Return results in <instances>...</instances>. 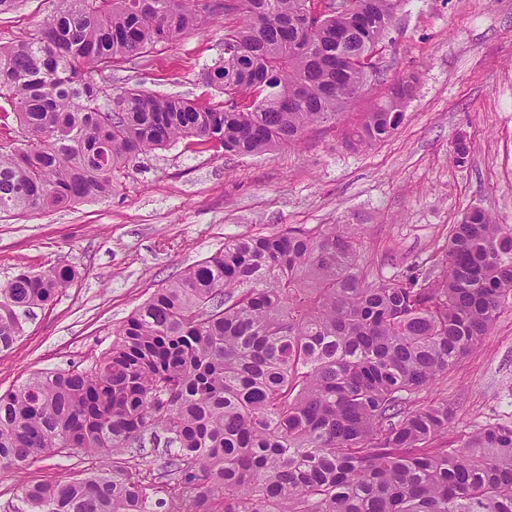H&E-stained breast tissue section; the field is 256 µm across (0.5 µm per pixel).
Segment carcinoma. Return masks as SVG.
<instances>
[{"label": "carcinoma", "instance_id": "carcinoma-1", "mask_svg": "<svg viewBox=\"0 0 512 512\" xmlns=\"http://www.w3.org/2000/svg\"><path fill=\"white\" fill-rule=\"evenodd\" d=\"M57 0L40 30L0 44V214L112 194L114 174L189 140L260 156L337 125L371 81L357 60L390 33L401 0ZM232 13L204 73L224 104L97 84L129 58ZM415 81L392 82L344 131L372 145L401 127ZM469 162L467 139L450 150ZM75 270L21 268L0 285V351ZM512 300V225L468 209L443 266L369 277L347 224L241 234L155 289L83 368L0 394V470L78 454L100 464L22 484L14 512H512V426L431 448L448 404L413 406L478 348ZM163 441L145 467V437Z\"/></svg>", "mask_w": 512, "mask_h": 512}]
</instances>
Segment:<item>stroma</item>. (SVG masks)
Returning <instances> with one entry per match:
<instances>
[{"mask_svg": "<svg viewBox=\"0 0 512 512\" xmlns=\"http://www.w3.org/2000/svg\"><path fill=\"white\" fill-rule=\"evenodd\" d=\"M55 7L19 0L0 14V44L34 34ZM234 23L205 14L198 30L122 64L112 82L221 102L223 92L202 78ZM377 58L386 79L416 78L404 122L385 142L353 148L340 131L314 127L299 144L235 157L179 141L142 156L111 196L0 218V284L22 266L63 263L76 272L0 352V392L38 372L90 365L156 288L231 236L360 224L365 265L388 279L441 259L450 226L469 208L512 224V0H402ZM461 134L471 150L463 168L448 158ZM440 401L452 418L433 447L489 422L512 425V304L477 350L414 398L418 406ZM91 465L85 456H55L18 475L0 471V512H9L19 483L64 481Z\"/></svg>", "mask_w": 512, "mask_h": 512, "instance_id": "obj_1", "label": "stroma"}]
</instances>
